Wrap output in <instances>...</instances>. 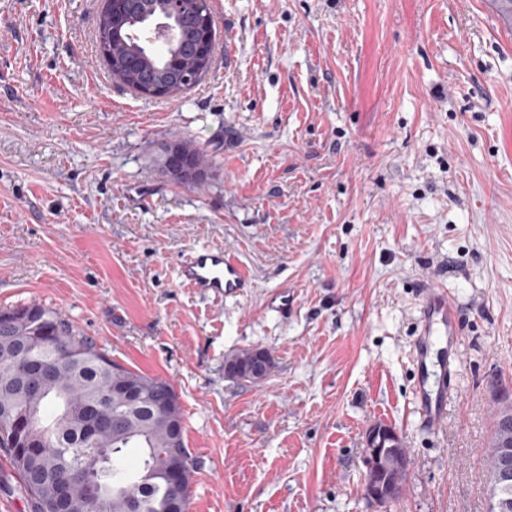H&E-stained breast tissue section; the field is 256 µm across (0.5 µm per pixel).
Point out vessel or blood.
I'll return each instance as SVG.
<instances>
[{
    "label": "vessel or blood",
    "instance_id": "obj_1",
    "mask_svg": "<svg viewBox=\"0 0 512 512\" xmlns=\"http://www.w3.org/2000/svg\"><path fill=\"white\" fill-rule=\"evenodd\" d=\"M178 279L196 296L212 300L242 295L251 284L237 258L210 246L194 248L184 257ZM464 332L465 318L447 290L425 285L411 359L416 411L429 430H441L447 421L448 402L457 391L458 345Z\"/></svg>",
    "mask_w": 512,
    "mask_h": 512
}]
</instances>
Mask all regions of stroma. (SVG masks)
I'll use <instances>...</instances> for the list:
<instances>
[{
	"mask_svg": "<svg viewBox=\"0 0 512 512\" xmlns=\"http://www.w3.org/2000/svg\"><path fill=\"white\" fill-rule=\"evenodd\" d=\"M490 2L210 0L208 74L144 98L96 51L101 0H0V308L50 307L174 387L188 512H486L512 390V32ZM177 140L204 153L197 182L163 172ZM202 245L240 257L244 295L181 287ZM427 283L467 323L436 433L412 395ZM249 348L271 373L227 378ZM379 424L409 458L382 506ZM258 356L262 357L267 363L268 375L269 372L273 369L274 363L269 353L264 350L257 351L254 349H245L237 352L227 359L226 366L230 371L236 372L237 379L254 382L250 376V370ZM371 428L369 429V431ZM366 433L365 437V486L367 487L366 496L371 499L375 504H383L387 498H393L394 495L398 496L400 489L406 479L407 471H384L378 473L382 467L396 469L408 468V459L402 458L395 453L396 448H380L381 443L378 441L377 433ZM377 474L376 481L379 484H386L391 486L392 489L386 491L380 487L378 483L372 485L373 476Z\"/></svg>",
	"mask_w": 512,
	"mask_h": 512,
	"instance_id": "1",
	"label": "stroma"
}]
</instances>
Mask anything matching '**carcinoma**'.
Segmentation results:
<instances>
[{
	"mask_svg": "<svg viewBox=\"0 0 512 512\" xmlns=\"http://www.w3.org/2000/svg\"><path fill=\"white\" fill-rule=\"evenodd\" d=\"M120 28H98L116 65H131L125 84L146 85L163 74L192 66L189 36L194 15L176 18L180 36L161 56L134 48L135 35L149 17L166 14L164 0H128ZM150 62H144V54ZM13 326L0 331V453L10 459L27 498L29 512H98L86 493V478L95 476L111 492L109 512H187L188 490L195 467L184 433L174 434L172 421L184 422L173 386L122 367L97 344L43 305L0 310ZM274 368L268 352L245 349L226 361L237 378L251 380L257 358ZM56 433L57 444L42 443L40 432L24 435L28 422ZM141 448L134 470L125 449ZM499 449L487 462L488 503L512 502V478L501 476ZM407 471L377 474L379 484L395 492Z\"/></svg>",
	"mask_w": 512,
	"mask_h": 512,
	"instance_id": "carcinoma-1",
	"label": "carcinoma"
}]
</instances>
